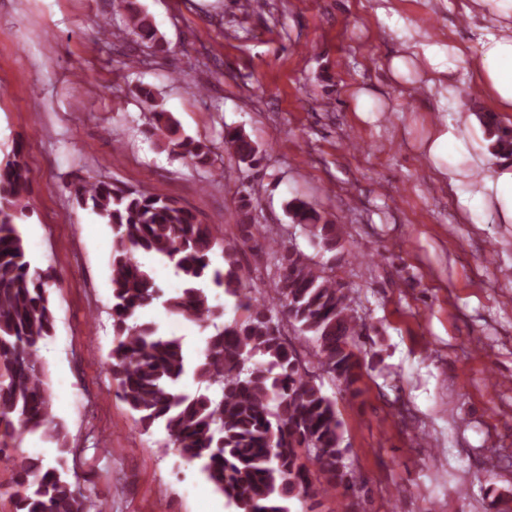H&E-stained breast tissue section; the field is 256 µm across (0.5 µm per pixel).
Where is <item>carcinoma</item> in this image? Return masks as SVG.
<instances>
[{"mask_svg":"<svg viewBox=\"0 0 512 512\" xmlns=\"http://www.w3.org/2000/svg\"><path fill=\"white\" fill-rule=\"evenodd\" d=\"M117 28L157 52L164 51L151 17L138 0H120ZM151 114L152 134L170 152L198 166L212 164L207 144L180 134L170 113L148 85L137 86ZM483 125L495 138L493 150L512 155V130L485 112ZM224 150L255 169L262 152L242 132L224 137ZM74 200L113 226L111 284L113 344L107 369L114 394L132 412L142 433L166 432V447L199 467L233 512H290L295 498L351 490L354 476L344 463L343 423L336 401L323 393L281 324L288 321L316 343L317 363L345 390L358 394L363 363L357 339L364 324L353 314L336 276L301 252L277 256L274 296L248 283L238 255L254 240L247 218L252 193L239 196L244 218L240 241L224 240L177 200L118 182L80 179ZM32 210L22 146L0 164V457L12 463L14 512H90L105 503L80 492L73 481L65 424L52 414L46 364L39 355L54 335L55 312L48 288L51 268L32 264L17 220ZM288 215L327 246L342 240L340 224L322 221L307 202H287ZM221 252L222 263L215 261ZM173 264L180 287L166 293L137 256ZM235 299V317L219 325L205 285ZM161 302L170 314L213 327L203 355L188 361L179 339L164 336L142 311ZM192 378L197 389L184 387ZM40 434L56 444L48 464L17 455L26 436Z\"/></svg>","mask_w":512,"mask_h":512,"instance_id":"1","label":"carcinoma"}]
</instances>
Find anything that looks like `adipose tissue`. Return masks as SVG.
I'll list each match as a JSON object with an SVG mask.
<instances>
[{
	"instance_id": "adipose-tissue-1",
	"label": "adipose tissue",
	"mask_w": 512,
	"mask_h": 512,
	"mask_svg": "<svg viewBox=\"0 0 512 512\" xmlns=\"http://www.w3.org/2000/svg\"><path fill=\"white\" fill-rule=\"evenodd\" d=\"M495 22L480 29L474 65L479 82L493 98L498 111L512 112V0H478ZM459 51L457 45L411 41L406 53L393 57L394 77H405L413 71L426 72L427 85L437 91L441 103L454 94L456 70L450 59ZM464 148L461 130L437 126L424 146L435 169L443 175H457L455 160ZM465 204L474 220H481L489 201H496L504 223H512V169L498 167L474 171L468 175L463 193Z\"/></svg>"
}]
</instances>
